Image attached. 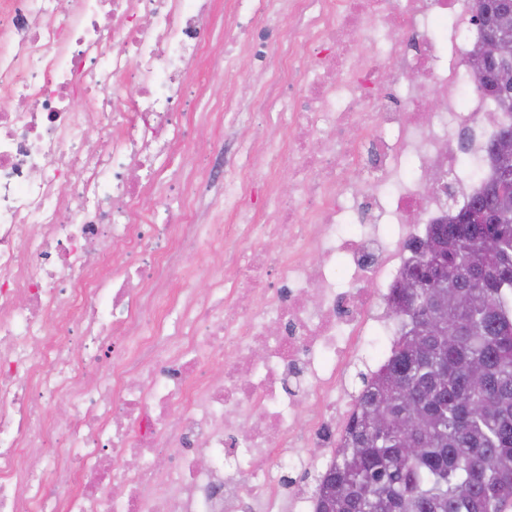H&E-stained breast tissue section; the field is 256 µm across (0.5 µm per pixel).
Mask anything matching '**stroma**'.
<instances>
[{
  "mask_svg": "<svg viewBox=\"0 0 512 512\" xmlns=\"http://www.w3.org/2000/svg\"><path fill=\"white\" fill-rule=\"evenodd\" d=\"M212 47L206 50L196 65L193 80L196 93L184 104V116L180 143L173 157L161 160L156 168L146 173L145 179L157 185L156 193L150 194L143 210L152 223H171L173 216L184 206H192L196 221L215 227L210 244L198 250H186L179 254L180 264L196 269L191 282L192 289L200 296H210L213 272L221 268L222 254L217 246L224 240V226L228 219L214 204L212 192H205L193 201H186L181 192L188 179L204 180L215 165L217 152H224L235 163L245 157V140L253 133L255 114L261 102L260 93L266 83L257 74L247 55H238L233 65L220 61L217 51L224 46V10L216 8L210 21ZM232 86L245 90L244 98L238 99L239 111L236 128L211 121L210 116L224 110V89Z\"/></svg>",
  "mask_w": 512,
  "mask_h": 512,
  "instance_id": "obj_1",
  "label": "stroma"
}]
</instances>
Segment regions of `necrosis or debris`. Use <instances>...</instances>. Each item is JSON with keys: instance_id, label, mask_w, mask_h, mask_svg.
Listing matches in <instances>:
<instances>
[{"instance_id": "4bbe7bcc", "label": "necrosis or debris", "mask_w": 512, "mask_h": 512, "mask_svg": "<svg viewBox=\"0 0 512 512\" xmlns=\"http://www.w3.org/2000/svg\"><path fill=\"white\" fill-rule=\"evenodd\" d=\"M241 2L224 0V45L258 61L265 112L288 116L285 142L254 134L248 164L287 158L296 193L245 220L242 169L218 205L229 236L293 250L225 251L222 295L202 300L177 260L193 213L151 234L137 201L141 171L175 148L215 0H0V512H314L289 471L329 470L360 413L352 359L392 356L401 324L384 310L409 244L449 217L429 164L470 194L493 171L481 141L512 114L476 90L470 0H249L246 27ZM436 12L452 18L440 40ZM393 70L422 86L388 88ZM424 87L447 110H427ZM175 312L184 327L165 334ZM216 357L223 373L201 375ZM117 448L131 464L116 482Z\"/></svg>"}]
</instances>
